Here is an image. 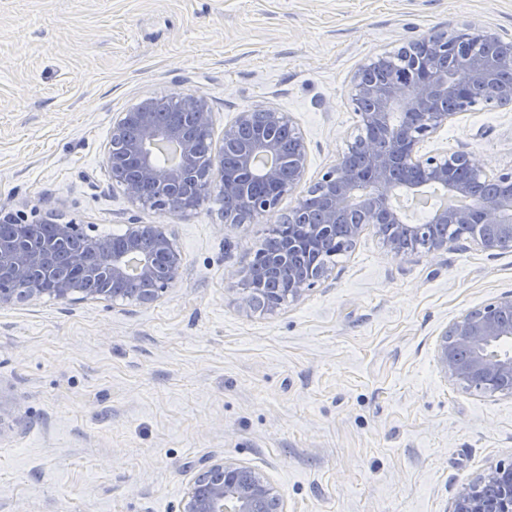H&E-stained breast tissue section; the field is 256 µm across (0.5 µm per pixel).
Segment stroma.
<instances>
[{
	"label": "stroma",
	"mask_w": 512,
	"mask_h": 512,
	"mask_svg": "<svg viewBox=\"0 0 512 512\" xmlns=\"http://www.w3.org/2000/svg\"><path fill=\"white\" fill-rule=\"evenodd\" d=\"M466 25L512 42V0H0V209L92 236L162 222L183 256L148 306H0V512H178L225 458L288 512H448L461 483L512 461V395L464 390L434 361L450 323L512 293V249L397 256L369 225L302 299L247 314L234 278L297 194L245 224L211 198L163 216L103 166L117 113L197 93L216 148L240 112L290 113L311 186L361 131L359 66ZM421 150L512 170V106L461 114Z\"/></svg>",
	"instance_id": "stroma-1"
}]
</instances>
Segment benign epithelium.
<instances>
[{
	"label": "benign epithelium",
	"instance_id": "benign-epithelium-1",
	"mask_svg": "<svg viewBox=\"0 0 512 512\" xmlns=\"http://www.w3.org/2000/svg\"><path fill=\"white\" fill-rule=\"evenodd\" d=\"M406 55L413 80L406 84L380 75L394 55H377L363 63L353 78V104L359 108L361 133L348 151L323 173L298 200L282 223L294 234L269 256V264L284 280L288 297L298 300L329 271L328 262L304 271L295 265L303 251L319 254L344 251L369 224L384 230V242L401 256L423 248L439 251L461 236L428 233L425 224H406L391 207L395 193L424 184L441 185L452 195L476 198L472 210L438 213L431 223L470 228L466 239L490 253L512 248V170L488 173L483 156L455 150L442 154L419 151V145L457 115L478 106L512 103V44L499 41L494 29L466 28L452 38L428 34L398 50ZM496 88L483 95L491 83ZM170 102L182 120L162 125L154 100L120 112L113 119L104 166L112 184L128 201L166 215L187 213L203 199L202 188L217 186L226 197L243 203L237 223L276 211L281 196L301 184L307 144L293 117L276 108L260 110L264 128L252 130L255 111L239 113L224 127L222 146L207 167L196 162L200 131L193 117L208 112L205 97L183 93ZM177 139L184 148L178 168L157 164L149 147ZM258 181L281 190L255 200L243 191L245 182ZM86 240L99 259L92 263L83 248L68 251L61 271L51 259L53 249L15 247L0 241V305L37 300L45 295L60 301L84 299L155 302L175 282L182 256L165 224H128L120 244L109 237H92L73 221L54 223L51 244ZM144 287L133 294L110 295L86 287L85 281L127 282L130 271ZM239 307L246 313H272L276 303H263L260 289L246 274L238 283ZM512 294H505L470 311L443 332L435 361L444 378L487 395L512 392ZM180 512H287L277 491L260 473L233 459L205 467L183 495ZM448 512H512V464L496 462L476 479L455 491Z\"/></svg>",
	"mask_w": 512,
	"mask_h": 512
}]
</instances>
